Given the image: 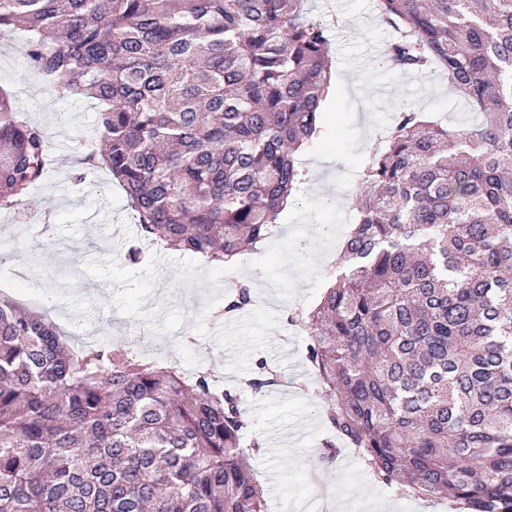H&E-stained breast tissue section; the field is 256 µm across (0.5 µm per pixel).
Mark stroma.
Listing matches in <instances>:
<instances>
[{"label":"stroma","mask_w":512,"mask_h":512,"mask_svg":"<svg viewBox=\"0 0 512 512\" xmlns=\"http://www.w3.org/2000/svg\"><path fill=\"white\" fill-rule=\"evenodd\" d=\"M308 5L331 27L336 72L321 132L297 154L304 180L279 216L278 235L240 254L233 269L154 245L139 263L125 261L137 226L121 187L102 170L78 185L70 180L95 142L96 108L42 86L19 37L0 39V91L44 129L48 152L46 173L29 194L32 210H0V258L34 266L38 275L2 285L0 294L35 310L49 307L71 342L91 336L183 373L207 368L221 386L239 390L247 436L261 445L250 463L268 512H458L450 499L407 497L378 483L349 449L322 463L327 400L286 314L319 302L326 263L355 218L363 166L396 113L410 108L443 119L468 110L441 73L402 75L386 64L395 33L379 20L377 0ZM240 282L250 286L254 306L214 319ZM262 359L280 372L281 385L243 389Z\"/></svg>","instance_id":"1"}]
</instances>
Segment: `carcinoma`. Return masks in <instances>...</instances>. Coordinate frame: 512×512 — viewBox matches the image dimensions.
Returning a JSON list of instances; mask_svg holds the SVG:
<instances>
[{"mask_svg":"<svg viewBox=\"0 0 512 512\" xmlns=\"http://www.w3.org/2000/svg\"><path fill=\"white\" fill-rule=\"evenodd\" d=\"M392 69L435 66L481 116L399 113L366 164L331 287L287 314L326 419L400 494L512 512V0H377ZM97 106L74 180L107 170L143 237L226 263L272 237L331 78L307 0H0V31ZM44 130L0 91V207L24 212ZM239 284L224 313L251 307ZM268 365L248 379L274 389ZM237 396L123 346L77 351L0 296V512H268Z\"/></svg>","mask_w":512,"mask_h":512,"instance_id":"carcinoma-1","label":"carcinoma"}]
</instances>
